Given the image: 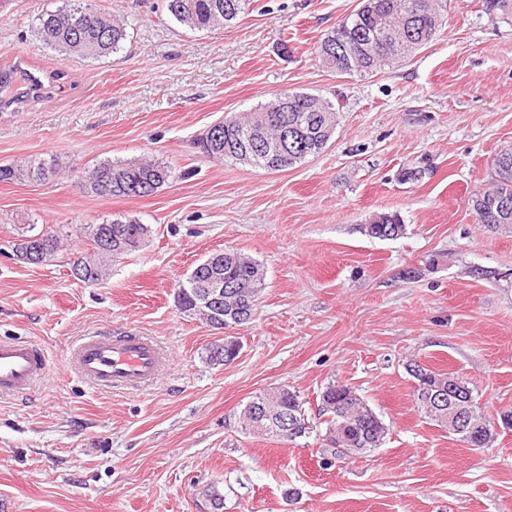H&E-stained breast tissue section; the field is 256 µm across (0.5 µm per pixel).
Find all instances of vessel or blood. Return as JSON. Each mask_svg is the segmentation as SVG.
<instances>
[{
    "label": "vessel or blood",
    "mask_w": 512,
    "mask_h": 512,
    "mask_svg": "<svg viewBox=\"0 0 512 512\" xmlns=\"http://www.w3.org/2000/svg\"><path fill=\"white\" fill-rule=\"evenodd\" d=\"M162 354L146 336H85L72 349V362L85 378L104 388L138 389L157 377ZM50 373V361L37 345L0 339V396L28 390Z\"/></svg>",
    "instance_id": "obj_1"
}]
</instances>
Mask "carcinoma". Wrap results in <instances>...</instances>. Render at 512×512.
Returning a JSON list of instances; mask_svg holds the SVG:
<instances>
[{"instance_id": "carcinoma-1", "label": "carcinoma", "mask_w": 512, "mask_h": 512, "mask_svg": "<svg viewBox=\"0 0 512 512\" xmlns=\"http://www.w3.org/2000/svg\"><path fill=\"white\" fill-rule=\"evenodd\" d=\"M62 5L54 10L39 14L35 22V33L46 47L63 56H79L96 59L120 50L126 39L123 22L100 13L88 0H61ZM247 0H167V9L174 19L197 30H211L236 20L245 9ZM371 8H362L349 17L350 32L331 31L317 47V55L324 58L329 51L341 50L337 57L336 72L344 75H373L408 59L416 50L430 42L436 30L432 18L425 11H448V0H369ZM396 26L403 30L400 42L387 44V29ZM64 73L50 75L49 80L30 71H19L11 65L0 69V109L15 112L29 100H40L48 93V87L62 79ZM307 122L310 141L319 143L323 151L330 128L336 125V109L333 104L315 94L304 91L291 92L288 111L276 109V99L252 109L243 117L224 120L217 138H208L207 156L224 161L239 162L238 151L242 148V130L255 123H262L266 129L264 145L266 150L251 156V166L269 169L268 158L278 157L277 170L286 171L312 156L305 149L283 154L279 149V132L282 125L296 120ZM512 158V148L501 150L494 159L492 170L485 187L473 195L478 201L473 211L476 221L490 229L512 226V212L503 215L495 202L501 197H512V166L504 169L500 165L503 156ZM60 172L56 161L36 158L20 164L0 165L1 182H44ZM171 167L151 160H130L99 162L77 176L81 189L100 197L131 198L153 194L171 178ZM391 229L396 236L403 235L405 225L396 214L381 213L365 225L366 234L375 239L382 238V230ZM151 232L147 224L136 218L114 219L102 224H85L80 234L86 238L91 249L82 253L72 262L84 274L80 281L96 284L107 274L112 259L127 254L114 248L104 249L101 240L112 238V242L133 243L146 239ZM18 239L35 253L45 255V263L56 259L62 248L61 230L51 226L35 231L32 224L22 227ZM216 265L224 278V299L232 304L224 305L223 316H203L213 329L230 322L239 325L248 323L258 305L260 291L265 282L264 267L255 260L237 253H216ZM210 269L202 267L194 274L180 294L182 312L190 314L198 297L205 291ZM408 374L417 382L413 400L417 409L430 421L438 422L436 406L428 393L440 386H448V374L425 367L417 361L407 364ZM319 415L324 417L326 447L339 457L362 456L380 447L387 434V428L378 414L367 402L345 384L332 383L320 395ZM242 419L248 433L278 439L277 432L285 437L282 442H292L307 434V418L303 403L297 392L277 387L255 394L244 406ZM471 427L473 434L457 435L458 440L478 449L491 443L489 431L491 422L486 418L477 402H472ZM202 494L211 505L212 512H223L224 494L218 485L207 486Z\"/></svg>"}]
</instances>
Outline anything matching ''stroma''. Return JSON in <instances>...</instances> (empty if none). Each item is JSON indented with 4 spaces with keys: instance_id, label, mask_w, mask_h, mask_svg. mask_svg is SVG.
Masks as SVG:
<instances>
[{
    "instance_id": "obj_1",
    "label": "stroma",
    "mask_w": 512,
    "mask_h": 512,
    "mask_svg": "<svg viewBox=\"0 0 512 512\" xmlns=\"http://www.w3.org/2000/svg\"><path fill=\"white\" fill-rule=\"evenodd\" d=\"M124 20L121 49L68 59L34 31L58 0H0V67L63 72L48 98L0 112V165L29 157L82 170L150 157L155 193L77 192L72 177L0 182V339L49 354L51 376L0 397V499L13 512H512V232L476 224L469 198L512 146V17L448 0L446 24L407 63L342 76L315 49L360 0H251L220 30L177 23L166 0H92ZM284 90L330 100L328 147L273 172L202 154L197 140ZM379 213L403 237H368ZM126 216L151 235L102 281L72 274L84 224ZM21 224L63 225L67 248L33 266L9 251ZM265 269L254 319L233 331L183 316L174 285L206 256ZM152 337L166 363L149 387L104 391L69 363L87 334ZM467 381L495 427L472 449L418 412L408 361ZM354 388L387 427L380 448L321 464L320 394ZM299 393L309 434L284 446L243 430L256 393ZM390 228L396 237L394 238H383L382 230ZM382 229V230H381ZM405 231V224H401L400 217L397 214H388L381 213L375 215L369 222V224H365V232L366 234L375 239H386L392 240L396 239L399 236L403 235Z\"/></svg>"
}]
</instances>
